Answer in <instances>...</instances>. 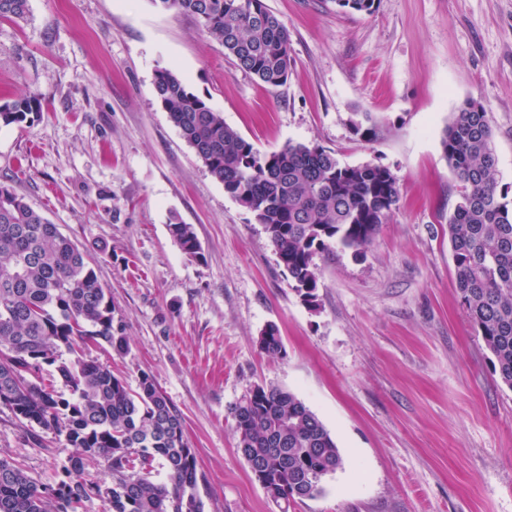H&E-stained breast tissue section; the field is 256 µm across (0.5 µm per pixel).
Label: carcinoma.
I'll return each instance as SVG.
<instances>
[{"instance_id": "cac0c4a2", "label": "carcinoma", "mask_w": 512, "mask_h": 512, "mask_svg": "<svg viewBox=\"0 0 512 512\" xmlns=\"http://www.w3.org/2000/svg\"><path fill=\"white\" fill-rule=\"evenodd\" d=\"M341 11L370 14L375 0H334ZM161 11L193 16L235 64L271 86L292 67L288 28L264 0H151ZM29 0H0V20H24ZM154 90L209 174L247 209L273 245L292 288L318 305L315 258L335 243L359 256L394 212L399 187L389 168L342 164L324 147L288 143L262 153L224 123L171 69L156 71ZM35 96L0 106V125L31 123ZM441 147L457 184L448 215L462 304L512 389V199L499 187L493 132L483 106L468 101L444 128ZM188 256L201 257L190 224L171 223ZM128 350L121 323L87 255L12 187L0 184V405L31 427L63 433L77 448L57 481L43 484L0 458V512H80L97 499L103 512H204L197 458L182 416L142 374L130 390L91 351ZM259 349L283 351L266 327ZM55 376L46 378L45 368ZM66 388L57 389L55 379ZM237 449L279 512L322 491L344 465L322 421L289 391L257 386L234 408ZM102 458L108 472L88 478ZM165 476L153 475L155 466Z\"/></svg>"}]
</instances>
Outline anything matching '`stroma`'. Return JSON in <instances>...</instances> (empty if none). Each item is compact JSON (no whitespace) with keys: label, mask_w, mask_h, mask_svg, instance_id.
<instances>
[{"label":"stroma","mask_w":512,"mask_h":512,"mask_svg":"<svg viewBox=\"0 0 512 512\" xmlns=\"http://www.w3.org/2000/svg\"><path fill=\"white\" fill-rule=\"evenodd\" d=\"M264 2L292 39L278 87L151 0H30L26 20H0V105L41 103L33 123L0 127V183L91 258L129 343L94 356L133 390L149 374L181 414L204 512H277L237 449L232 410L257 386L295 394L344 459L291 512H512V390L460 300L441 148L454 112L480 103L512 186V0H375L369 15ZM160 68L259 151L318 144L396 177L399 205L365 252L316 257L317 309L171 123ZM364 112L375 138L354 130ZM174 221L193 226L201 258ZM270 325L276 356L258 347ZM75 453L0 406V456L40 482ZM168 229L185 254L195 259L201 258L200 244L192 225L171 223Z\"/></svg>","instance_id":"35a3bbf8"}]
</instances>
